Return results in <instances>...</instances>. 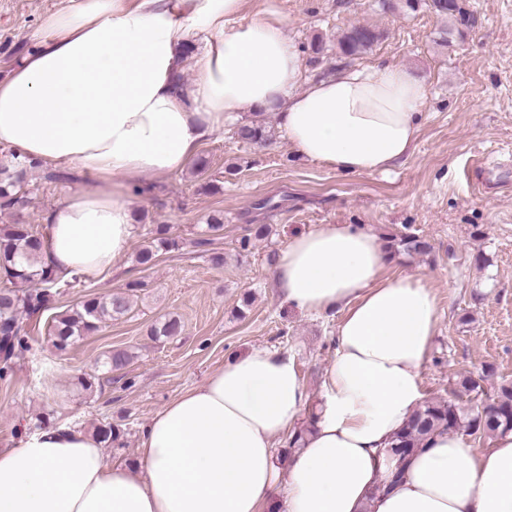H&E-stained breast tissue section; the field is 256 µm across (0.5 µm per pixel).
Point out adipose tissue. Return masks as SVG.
<instances>
[{
	"label": "adipose tissue",
	"mask_w": 512,
	"mask_h": 512,
	"mask_svg": "<svg viewBox=\"0 0 512 512\" xmlns=\"http://www.w3.org/2000/svg\"><path fill=\"white\" fill-rule=\"evenodd\" d=\"M245 0H70L38 47L0 80V146L94 184L47 211L43 254L61 276L96 280L127 249L148 175L182 171L241 112L275 113L296 153L344 174L387 170L412 151L426 84L387 63L305 79L274 15L240 22ZM202 27H194V18ZM204 49L191 83L182 49ZM379 236L323 224L289 238L279 298L341 312L319 413L277 466L273 448L309 394L294 360L256 348L225 359L145 425L138 470L110 462L90 433L48 426L0 448V512H512V432L474 453L437 432L391 490L383 454L421 398L439 322L421 277L385 273Z\"/></svg>",
	"instance_id": "ef3b65f1"
}]
</instances>
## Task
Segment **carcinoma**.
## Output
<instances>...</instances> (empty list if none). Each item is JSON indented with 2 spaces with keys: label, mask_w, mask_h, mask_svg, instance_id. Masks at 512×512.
I'll return each instance as SVG.
<instances>
[{
  "label": "carcinoma",
  "mask_w": 512,
  "mask_h": 512,
  "mask_svg": "<svg viewBox=\"0 0 512 512\" xmlns=\"http://www.w3.org/2000/svg\"><path fill=\"white\" fill-rule=\"evenodd\" d=\"M440 20L461 26L470 23L461 5H448V0H404L411 11L419 5ZM381 34L364 26H354L338 41L339 53L356 56L366 52ZM237 135L259 147L268 145L273 137L271 129L262 122L246 123L238 127ZM38 166L34 161L11 154L10 165L0 170V205L11 208L17 215L12 224L0 225V275L10 286L0 289V379L12 372L16 360L28 349L26 335L22 334L23 317H34L49 308L60 289L68 286L45 261L42 246L44 235L23 219L30 204L23 191L28 172ZM149 245L135 254L137 265L149 268L162 252L179 247V240L169 224H157ZM421 254L429 251L430 244L415 234L402 236L398 241H388L386 250L393 254L399 250ZM143 287L140 281H130L126 290L106 295L89 294L65 313L52 317L50 336L54 348L67 352L80 340L93 335L106 322L123 316L130 309V296ZM181 320L170 316L150 330L151 338L164 342L181 335ZM131 359L126 350H112L105 355L107 370L120 371ZM470 435L506 433L512 431V384L501 385L490 402L466 410L452 398L427 401L409 417L404 427L393 437L388 452L399 463L416 453L424 441L436 431L458 432Z\"/></svg>",
  "instance_id": "cac0c4a2"
}]
</instances>
